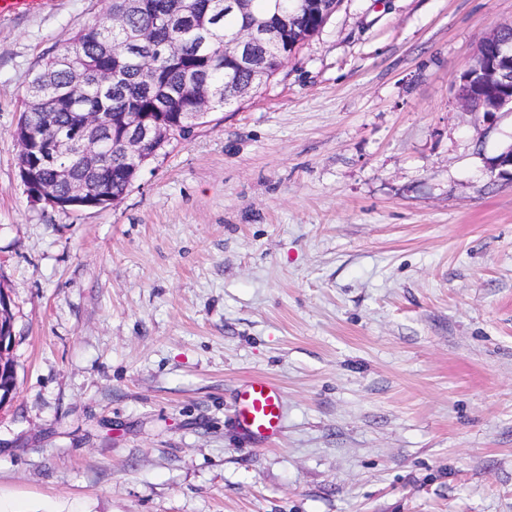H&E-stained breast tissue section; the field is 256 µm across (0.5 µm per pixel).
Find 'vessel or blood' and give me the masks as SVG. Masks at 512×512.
<instances>
[{"mask_svg":"<svg viewBox=\"0 0 512 512\" xmlns=\"http://www.w3.org/2000/svg\"><path fill=\"white\" fill-rule=\"evenodd\" d=\"M48 4L49 0H0V18L37 14ZM235 413L238 427L255 442L277 439L285 421L279 386L264 376L250 379L236 393Z\"/></svg>","mask_w":512,"mask_h":512,"instance_id":"1","label":"vessel or blood"}]
</instances>
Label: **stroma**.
Segmentation results:
<instances>
[{
    "mask_svg": "<svg viewBox=\"0 0 512 512\" xmlns=\"http://www.w3.org/2000/svg\"><path fill=\"white\" fill-rule=\"evenodd\" d=\"M108 6L0 19V512H512V108L457 99L512 0H341L120 203L32 202L26 87ZM10 300L8 294L3 290V294L0 295V369L4 364L3 371L1 370L0 374V395L2 397L1 401H4V397L8 394V392H13L15 390V367L12 358L7 357L6 349L3 345L4 336L8 335L9 331V322L5 324L3 323V315L4 312H10ZM9 319H12V313H9ZM7 359V360H6ZM235 413L238 427L255 442L268 444L277 439L285 421L279 386L264 376L250 379L236 393Z\"/></svg>",
    "mask_w": 512,
    "mask_h": 512,
    "instance_id": "35a3bbf8",
    "label": "stroma"
}]
</instances>
